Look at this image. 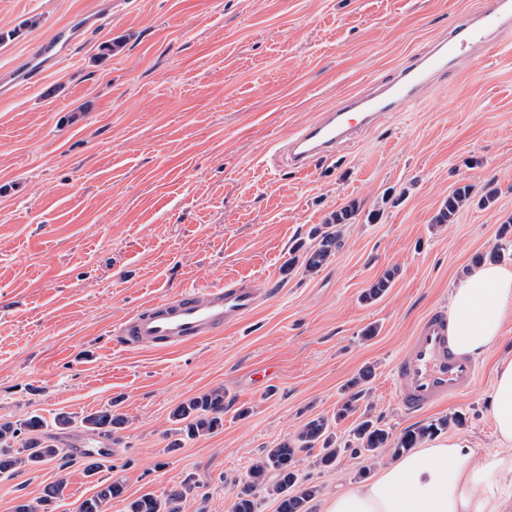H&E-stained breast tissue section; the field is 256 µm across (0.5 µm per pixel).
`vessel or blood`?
<instances>
[{
	"label": "vessel or blood",
	"instance_id": "b4317fda",
	"mask_svg": "<svg viewBox=\"0 0 512 512\" xmlns=\"http://www.w3.org/2000/svg\"><path fill=\"white\" fill-rule=\"evenodd\" d=\"M512 29V0H483L480 9L461 18L427 49L401 64L394 78L378 82L363 95H348L298 129L281 152L288 168L307 171L314 160L332 155L387 113L402 112L420 101L454 64L474 56L499 33ZM70 31L54 30L48 40L31 47L24 60L0 80V94L11 95L38 80L49 64L62 63L72 42ZM259 293L231 280L219 288L184 290L150 301L122 321L117 341L129 348L160 351L185 348L222 332L252 314ZM478 368L451 347L448 313L429 311L409 338V352L395 364L399 402L406 413L419 414L451 398L469 393Z\"/></svg>",
	"mask_w": 512,
	"mask_h": 512
}]
</instances>
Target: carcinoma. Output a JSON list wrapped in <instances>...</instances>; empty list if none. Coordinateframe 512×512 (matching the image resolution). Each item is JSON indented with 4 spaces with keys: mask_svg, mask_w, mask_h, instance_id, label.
<instances>
[{
    "mask_svg": "<svg viewBox=\"0 0 512 512\" xmlns=\"http://www.w3.org/2000/svg\"><path fill=\"white\" fill-rule=\"evenodd\" d=\"M471 199V186L457 188L448 196L436 222H451ZM354 214L355 207L350 205L332 213L325 224L314 229L312 236L319 239L316 248H308L301 242L294 245V252L302 257L306 272L313 273L327 263L333 249L339 246L338 226L348 223ZM362 398V392L353 393L336 409L333 418L314 417L300 428L292 441L266 449L252 464L249 481L237 495L233 512H256L257 505L252 499V489L256 486L264 487L268 495L279 500L278 512H312L310 503L315 499L318 488L308 486L300 480L295 469V459L305 449L318 448V466L325 470L334 469L341 449L336 444L331 421L338 422L346 418L359 406ZM224 400V388H214L177 405L172 411V418L177 423H186L185 431L189 437L209 435L224 425ZM80 424L87 432L110 438L114 430L125 424V418L115 410L106 409L85 415ZM461 424L462 417L453 415L426 427L408 429L395 437L366 414L352 428L351 443L354 444V452L371 460H380L387 453L398 456L411 448H417L425 438ZM45 427V421L37 415L17 421H0V474H7L18 468L34 467L54 459L58 460L62 470L71 464L72 454L56 444L51 437L44 435ZM66 486V477L59 476L44 489L42 496L18 504L15 512H56V503L62 499ZM123 493L122 483L113 481L104 486L95 497L82 502L78 512H103L105 503L122 496ZM183 496L184 491L178 489L162 497L143 495L128 504V512H178L177 502Z\"/></svg>",
    "mask_w": 512,
    "mask_h": 512,
    "instance_id": "carcinoma-1",
    "label": "carcinoma"
}]
</instances>
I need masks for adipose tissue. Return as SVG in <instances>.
Segmentation results:
<instances>
[{
    "label": "adipose tissue",
    "instance_id": "adipose-tissue-1",
    "mask_svg": "<svg viewBox=\"0 0 512 512\" xmlns=\"http://www.w3.org/2000/svg\"><path fill=\"white\" fill-rule=\"evenodd\" d=\"M512 315V269L490 262L455 288L448 304L455 350L482 360ZM492 419L497 447L451 435L383 465L375 477L328 496L322 512H512V357L495 366Z\"/></svg>",
    "mask_w": 512,
    "mask_h": 512
}]
</instances>
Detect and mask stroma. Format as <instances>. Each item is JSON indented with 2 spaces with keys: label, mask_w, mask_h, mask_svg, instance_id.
<instances>
[{
  "label": "stroma",
  "mask_w": 512,
  "mask_h": 512,
  "mask_svg": "<svg viewBox=\"0 0 512 512\" xmlns=\"http://www.w3.org/2000/svg\"><path fill=\"white\" fill-rule=\"evenodd\" d=\"M481 0H0V68L54 28L76 30L67 60L40 84L0 98V420L53 422L67 450L102 447L94 471L67 470L56 512H77L121 481L106 512L188 486L180 512H232L265 449L333 414L356 390L360 412L393 435L455 414L458 434L495 446L492 359L465 398L405 414L395 361L420 317L447 307L502 248L512 267V33L487 56L461 59L426 98L386 115L308 172L275 153L343 96L390 75ZM103 27L82 29L89 10ZM121 41L112 56L99 46ZM464 184L472 202L434 218ZM495 191L487 207L480 200ZM355 204L319 271L293 263L336 209ZM391 288L363 295L386 273ZM245 279L264 292L223 335L159 352L114 344L143 303ZM375 327L366 338L367 327ZM372 376L359 382L363 369ZM224 388V426L182 437L180 402ZM116 407L112 440L79 425ZM300 452L296 468L321 497L372 478L365 456L335 470ZM57 462L0 475V512L42 495ZM124 493L123 485L120 481H112L104 486L95 497L87 499L78 507V512H103V505L112 498L120 497Z\"/></svg>",
  "instance_id": "1"
}]
</instances>
